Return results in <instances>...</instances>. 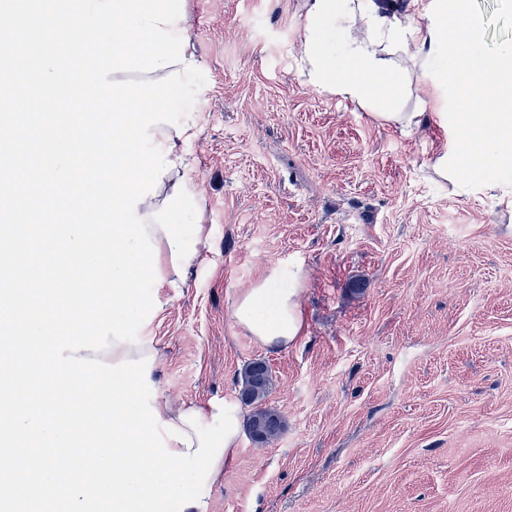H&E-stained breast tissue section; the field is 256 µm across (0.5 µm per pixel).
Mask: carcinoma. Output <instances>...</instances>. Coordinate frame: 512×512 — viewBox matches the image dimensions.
<instances>
[{
  "mask_svg": "<svg viewBox=\"0 0 512 512\" xmlns=\"http://www.w3.org/2000/svg\"><path fill=\"white\" fill-rule=\"evenodd\" d=\"M271 386V372L265 362L256 360L244 368L239 399L243 405L251 408L246 429L252 441L257 444H266L276 439L285 429L281 413L265 404Z\"/></svg>",
  "mask_w": 512,
  "mask_h": 512,
  "instance_id": "1",
  "label": "carcinoma"
}]
</instances>
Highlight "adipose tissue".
I'll return each instance as SVG.
<instances>
[{
    "instance_id": "obj_1",
    "label": "adipose tissue",
    "mask_w": 512,
    "mask_h": 512,
    "mask_svg": "<svg viewBox=\"0 0 512 512\" xmlns=\"http://www.w3.org/2000/svg\"><path fill=\"white\" fill-rule=\"evenodd\" d=\"M423 0L382 5L381 0H305L306 26L302 62L311 83L341 99L369 109L382 123L415 130L427 124V101L417 111L407 112L403 102L410 83L425 86L429 74L422 61L445 41L470 44L478 40L480 22L472 14L456 11L440 14L437 23L421 26L414 15L427 13ZM339 22L348 36V52L356 63L354 71L337 67L323 49L319 25L323 20ZM151 133L169 148L175 164L166 174L155 196L138 204L145 217L146 231L160 251V274L165 285L178 287L186 268L199 261L209 248L202 222L193 174L196 161L188 149L199 134L196 124L176 133L166 124L152 125ZM234 316L255 339L268 348L280 349L299 336L302 319L297 289L276 290L260 281L240 293ZM154 408L161 416L157 427L169 450L190 452L198 439L183 415L199 411L202 424H209L216 409L211 404L184 402L172 405L157 395Z\"/></svg>"
}]
</instances>
